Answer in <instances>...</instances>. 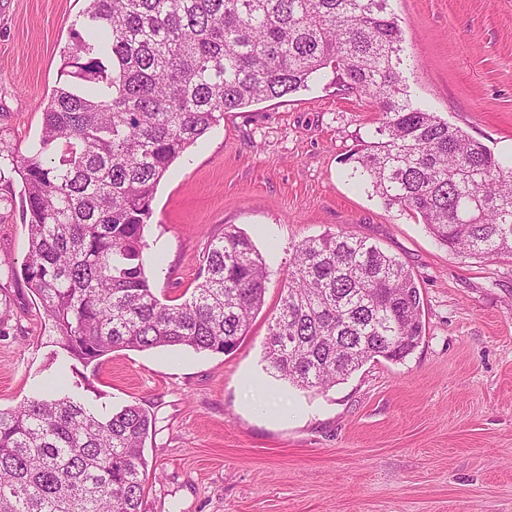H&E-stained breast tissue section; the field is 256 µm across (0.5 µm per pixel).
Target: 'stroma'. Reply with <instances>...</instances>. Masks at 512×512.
<instances>
[{
  "label": "stroma",
  "mask_w": 512,
  "mask_h": 512,
  "mask_svg": "<svg viewBox=\"0 0 512 512\" xmlns=\"http://www.w3.org/2000/svg\"><path fill=\"white\" fill-rule=\"evenodd\" d=\"M85 0H0V409L53 379L39 304L9 268L28 257L9 155L38 139L70 24ZM406 82L424 104L512 159V0H392ZM380 114L324 71L297 93L225 113L170 167L144 262L161 296L201 280L227 225L265 256V304L231 354L118 350L70 371L96 411L138 403L153 427L144 512H512V259L456 254L351 179ZM362 238L399 258L425 335L403 361L366 363L319 392L263 361L299 241Z\"/></svg>",
  "instance_id": "obj_1"
}]
</instances>
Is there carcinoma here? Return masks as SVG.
Masks as SVG:
<instances>
[{
	"label": "carcinoma",
	"mask_w": 512,
	"mask_h": 512,
	"mask_svg": "<svg viewBox=\"0 0 512 512\" xmlns=\"http://www.w3.org/2000/svg\"><path fill=\"white\" fill-rule=\"evenodd\" d=\"M71 36L40 136L16 161L29 254L10 270L37 296L62 367L236 349L264 305L263 254L229 225L203 280L162 300L143 262L155 191L224 113L328 68L381 113L350 159L383 205L458 254L512 258V162L412 101L390 0H86ZM283 290L264 361L302 390L400 361L424 336L410 270L343 232L295 245ZM151 427L137 403L104 417L57 388L0 409V512H141Z\"/></svg>",
	"instance_id": "1"
}]
</instances>
